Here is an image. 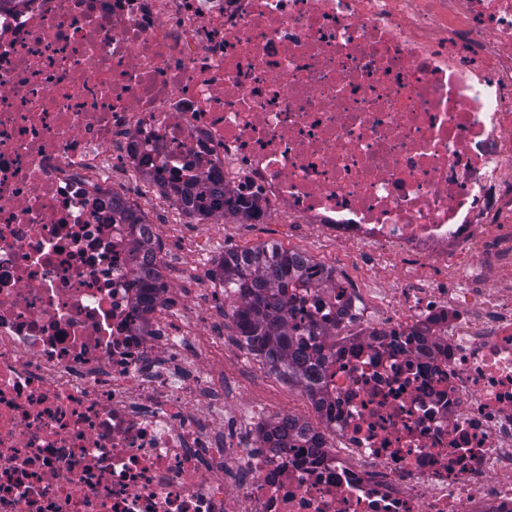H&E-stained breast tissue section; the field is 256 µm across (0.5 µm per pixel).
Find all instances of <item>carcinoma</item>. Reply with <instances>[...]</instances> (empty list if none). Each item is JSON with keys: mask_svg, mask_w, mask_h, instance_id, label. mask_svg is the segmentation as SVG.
<instances>
[{"mask_svg": "<svg viewBox=\"0 0 512 512\" xmlns=\"http://www.w3.org/2000/svg\"><path fill=\"white\" fill-rule=\"evenodd\" d=\"M173 193L184 202L187 213L203 219L210 217L205 190L200 187L173 186ZM254 206L229 202L224 215L237 221L250 220ZM313 261L275 244H260L240 252L224 254L214 275L233 288L240 302L231 304L238 335L247 349L269 370L307 393L318 402L319 361L294 344L296 328L289 326L285 304L290 288L311 286Z\"/></svg>", "mask_w": 512, "mask_h": 512, "instance_id": "carcinoma-1", "label": "carcinoma"}]
</instances>
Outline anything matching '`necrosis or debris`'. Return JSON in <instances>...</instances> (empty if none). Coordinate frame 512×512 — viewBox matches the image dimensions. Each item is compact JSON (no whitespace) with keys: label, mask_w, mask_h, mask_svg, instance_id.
<instances>
[{"label":"necrosis or debris","mask_w":512,"mask_h":512,"mask_svg":"<svg viewBox=\"0 0 512 512\" xmlns=\"http://www.w3.org/2000/svg\"><path fill=\"white\" fill-rule=\"evenodd\" d=\"M171 180L388 272L289 293L307 417L145 297ZM0 512H512V0H0Z\"/></svg>","instance_id":"necrosis-or-debris-1"}]
</instances>
